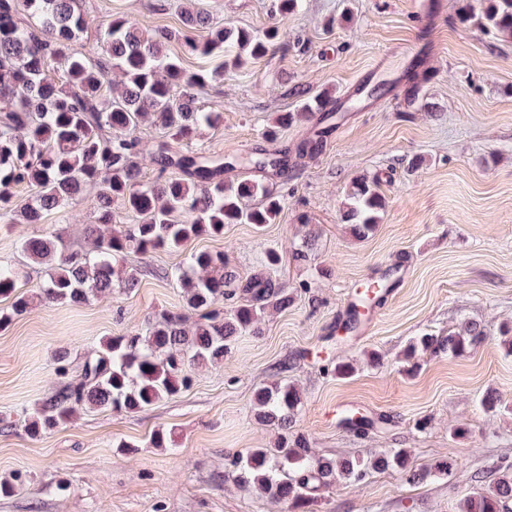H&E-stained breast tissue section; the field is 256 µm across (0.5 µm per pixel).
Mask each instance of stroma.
I'll return each mask as SVG.
<instances>
[{"instance_id":"35a3bbf8","label":"stroma","mask_w":512,"mask_h":512,"mask_svg":"<svg viewBox=\"0 0 512 512\" xmlns=\"http://www.w3.org/2000/svg\"><path fill=\"white\" fill-rule=\"evenodd\" d=\"M213 25L260 33L274 24L273 0H80L94 40L108 18L137 16L151 30L178 29L185 2ZM300 0L279 26L264 58L196 89L198 104L223 116L220 128L190 140L211 156L246 157L312 135L313 119L265 132L282 112L299 111L302 92L332 96L344 116L314 158L288 172H225L276 185L284 196L276 223L256 231L228 224L173 250L129 255L139 283L132 291L72 306L33 300L0 330V480L21 470L31 483L0 497V512H282L239 487L227 457L273 447L278 432L252 412L255 387L294 384L303 398L296 428L326 458H370L407 449L415 466L448 455L462 469L410 485L393 470L359 485L322 490L316 512H457L473 488L472 472L512 464V352L500 333L512 324V39L483 17L479 0ZM379 178L386 211L367 238L342 220L344 193L358 178ZM89 201L41 224L0 229V264L18 265L29 237L62 233L86 250ZM308 261H294L304 238ZM283 262L277 281L295 301L268 312L260 336L239 337L221 366L195 368L180 395L135 413L83 409L42 437L25 422L35 406L81 371L84 354L109 336L145 328L164 310L184 305L166 270L199 250L223 253L241 277L258 272L268 249ZM390 288L371 304L368 331H343L345 314L370 281ZM308 290H301V283ZM466 320L485 340L464 356L403 357L415 336H442ZM377 352L379 365L367 362ZM360 368L337 377L339 360ZM502 405L487 413L483 394ZM466 437L454 436L455 427ZM172 435L164 448L155 430ZM136 445L119 452L118 443ZM66 491H58L59 482Z\"/></svg>"}]
</instances>
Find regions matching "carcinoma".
<instances>
[{
	"mask_svg": "<svg viewBox=\"0 0 512 512\" xmlns=\"http://www.w3.org/2000/svg\"><path fill=\"white\" fill-rule=\"evenodd\" d=\"M79 0H0V221L40 224L92 192L94 223L85 227L93 242L88 251H69L63 235L31 238L22 253L46 279L38 297L80 305L132 290L138 278L119 265L129 253L143 256L178 248L201 236L220 237L226 224L261 228L276 223L283 209L280 191L250 178L226 181L224 161L184 152L183 141L216 127L219 116L197 106L193 91L266 56L278 29L262 34L247 28L214 26L206 13L186 8L183 27L149 32L129 16L109 22L92 42L83 40L85 20ZM485 18L512 37V0H489ZM178 40L184 51L219 60L208 70H189L169 53ZM61 68L49 75L50 63ZM118 74L107 92L105 82ZM323 98L307 99L300 112L275 120L287 127L314 116ZM337 112H322L320 128L295 147L298 158L313 157L323 146ZM150 123L159 131L155 161L157 180L142 182L137 128ZM246 163L265 171L288 167V153L263 152ZM25 187L30 197L19 204L11 192ZM122 207L138 223H112ZM386 200L377 182L357 179L345 191L343 221L360 239L374 233ZM279 253L265 255L267 271L246 281L224 261V254L196 251L188 266L165 273L184 290L186 308L197 316L187 324L182 312L159 313L144 330H131L100 342L84 357L80 378L66 383L39 403L26 430L36 439L66 423L80 409L108 408L135 413L190 387V369L224 361L237 338L261 334L270 309L287 310L293 296L268 270ZM19 273L0 266V329L24 313L33 297L17 291ZM486 336L477 321L467 320L446 336L425 334L410 341L405 356L446 354L461 357ZM302 404L288 383L258 387L253 395L255 419L278 430L272 448H253L227 458L226 469L237 484L283 506L284 512H310L316 494L344 480L363 482L373 471L396 470L416 485L429 477L448 476L463 468L458 458L439 460L430 469L414 467L404 448H388L370 458H325L295 431ZM477 486L459 503V512H512V466L497 465L475 477ZM22 472L0 481V496L24 489Z\"/></svg>",
	"mask_w": 512,
	"mask_h": 512,
	"instance_id": "cac0c4a2",
	"label": "carcinoma"
}]
</instances>
